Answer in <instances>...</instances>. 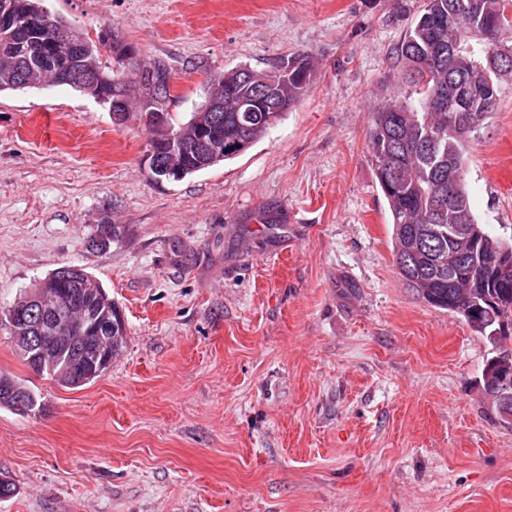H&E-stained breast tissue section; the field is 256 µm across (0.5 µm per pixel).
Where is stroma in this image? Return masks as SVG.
Masks as SVG:
<instances>
[{
    "instance_id": "obj_1",
    "label": "stroma",
    "mask_w": 512,
    "mask_h": 512,
    "mask_svg": "<svg viewBox=\"0 0 512 512\" xmlns=\"http://www.w3.org/2000/svg\"><path fill=\"white\" fill-rule=\"evenodd\" d=\"M423 0H46L133 67L206 79L310 56L306 93L238 158L155 181L141 113L68 87L0 93V307L65 265L117 302L126 343L77 389L0 329V512H512V424L484 392L492 344L401 279L368 149L409 101L399 47ZM478 223L512 244V77L469 136ZM118 240L93 246L102 218ZM36 406V394L23 380L0 374V408L28 416L35 411Z\"/></svg>"
}]
</instances>
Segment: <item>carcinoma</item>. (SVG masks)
I'll return each mask as SVG.
<instances>
[{
    "instance_id": "1",
    "label": "carcinoma",
    "mask_w": 512,
    "mask_h": 512,
    "mask_svg": "<svg viewBox=\"0 0 512 512\" xmlns=\"http://www.w3.org/2000/svg\"><path fill=\"white\" fill-rule=\"evenodd\" d=\"M466 0H425L424 7L404 39L400 52L404 61L403 78L415 87L411 104L387 102L371 116L369 149L377 167L381 192L387 200L393 224L394 253L399 275L428 304L447 309L464 318L473 331L492 344L512 338V268L503 270L498 256L489 252L478 266H456V228L474 224L476 219L465 185V176L448 183V170L463 171L468 135L448 132V112L431 110V100L448 90V72L464 75L482 84L472 97L469 109L479 122L495 110L500 86L482 77L490 53L507 51L501 35L512 28L508 8L512 0H481L480 13L466 15ZM47 17L40 33L42 50L32 46L28 22L37 12ZM78 39L66 20L54 17L44 0H0V92L41 89L43 83L72 71L77 61L84 70L102 76L96 89L114 99L140 91L138 71L125 73L130 57L124 44L110 45L113 65L102 62L96 45L79 57L62 44L64 37ZM312 80L308 57L281 60L266 72L248 67L224 71L206 85L224 102L221 124L214 133L224 138V156L211 162L188 154L179 159L177 180L240 156L236 144L252 146L280 121L305 94ZM59 276L62 290L76 286L80 278L96 288L91 295L93 309L112 321L122 332L125 321L121 310L103 286L84 268ZM52 363L33 351L17 348L25 364L37 375L48 376L65 386L82 387L103 374L72 367L69 333H60ZM37 397L17 377L0 374V408L19 415H30Z\"/></svg>"
}]
</instances>
